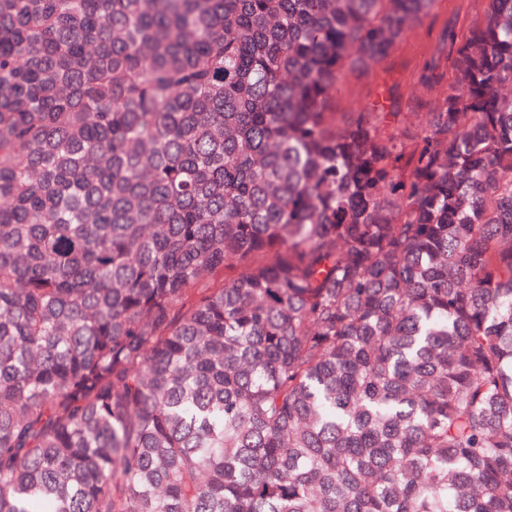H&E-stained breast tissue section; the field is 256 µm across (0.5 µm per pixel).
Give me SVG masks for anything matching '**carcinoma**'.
I'll list each match as a JSON object with an SVG mask.
<instances>
[{
  "mask_svg": "<svg viewBox=\"0 0 512 512\" xmlns=\"http://www.w3.org/2000/svg\"><path fill=\"white\" fill-rule=\"evenodd\" d=\"M436 2L0 0V512H512V0L330 111ZM489 0H439L431 15L415 23L381 62L351 71L336 84L334 112H367L382 104L399 112L401 130L414 132L438 101V84L427 81L435 57L446 53L448 34L464 37Z\"/></svg>",
  "mask_w": 512,
  "mask_h": 512,
  "instance_id": "cac0c4a2",
  "label": "carcinoma"
}]
</instances>
